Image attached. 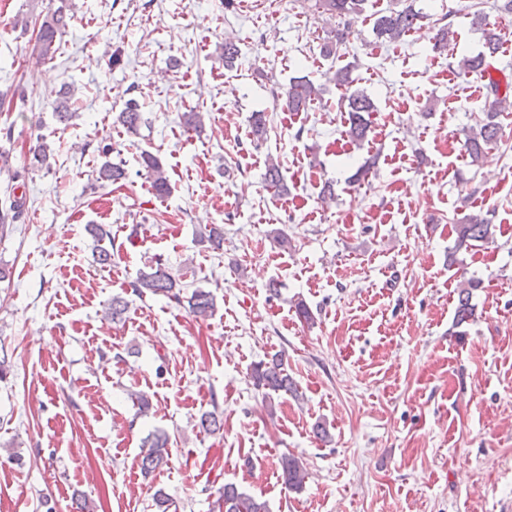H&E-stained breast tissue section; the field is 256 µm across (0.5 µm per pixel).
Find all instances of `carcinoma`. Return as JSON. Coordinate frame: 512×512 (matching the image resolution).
Wrapping results in <instances>:
<instances>
[{
    "label": "carcinoma",
    "instance_id": "1",
    "mask_svg": "<svg viewBox=\"0 0 512 512\" xmlns=\"http://www.w3.org/2000/svg\"><path fill=\"white\" fill-rule=\"evenodd\" d=\"M315 9L321 14H329L343 18V23L330 32L324 40L321 52L325 57L339 54L340 50L355 35V25L365 12L368 0H313ZM76 5L73 0H57L49 4L45 15L34 20L23 19L21 25H29L36 29L33 53L42 60H51L58 50L57 42L66 32L69 22L73 18ZM456 14L451 9L448 13L435 20L430 15L416 7V0H397V6L385 11L374 13L372 33L379 41L398 42L406 33L427 26L431 36L432 50L444 52L454 41V31L447 18ZM471 24L480 33L482 50L475 55L464 54L458 61V68L462 74H476L484 81L485 99L481 106L484 118L466 133L463 148L471 162L477 164L484 156L486 149L500 142L501 127L498 117L501 113L512 108L509 100L512 99V76L502 74L494 76L499 71L494 65L501 47V35L498 28L490 23L487 13L478 9L472 13ZM240 56V48L232 38L224 39V69L232 70ZM324 88L307 76L293 78L285 92V109L289 112H306L312 103L322 99ZM349 129L347 135L351 141L363 143L371 131L370 115L375 111L373 99L364 92L354 91L346 99ZM57 120L69 125L74 112L73 91L71 87L64 86L60 90V97L55 109ZM118 122L132 135L140 134V129L146 120L141 112L140 104L128 100L119 112ZM250 124L254 143L264 141L268 132V116L265 112H254L250 116ZM142 168L151 182L154 194L162 198L170 192V183L166 171L160 160L152 153H142ZM127 179V171L121 163L106 161L96 170V181L103 185H116ZM264 182L267 187L276 192L287 190V183L280 163L274 159L267 161ZM24 215V204L18 200L11 201L9 207L0 211V231L10 224H15ZM455 234L454 245L450 256L456 257L461 251H468L474 243H489L493 238L492 224L480 215H471L463 221L452 225ZM92 236L98 242L95 246L97 260L106 264L111 262V253L100 245L104 239L110 237V231L101 225L92 227ZM132 293L142 295H162L177 303L185 302L189 312L197 318L211 316L216 308L214 295L202 288L194 289L190 295L183 292L181 281L177 280L168 268L157 262L141 270L136 278L129 283ZM481 287V281L475 278L464 281L458 288V300L455 308L454 323L460 327L474 318V306L471 304L473 291ZM128 310V302L122 296L112 297L105 308V313L112 321L123 319ZM252 385L263 391L265 398L272 402L282 395L299 398L296 382L288 374L283 357L274 354L266 360L255 363L248 373ZM200 427L211 434L224 429V420L216 413L210 412L201 416ZM169 436L163 431H156L145 440V449L141 453L140 468L144 476L148 477L163 469L169 462ZM281 476L288 488L300 491L305 485L306 472L300 461L293 454H283L278 459ZM219 512H269L268 504L241 491L233 483L224 484L218 499Z\"/></svg>",
    "mask_w": 512,
    "mask_h": 512
}]
</instances>
